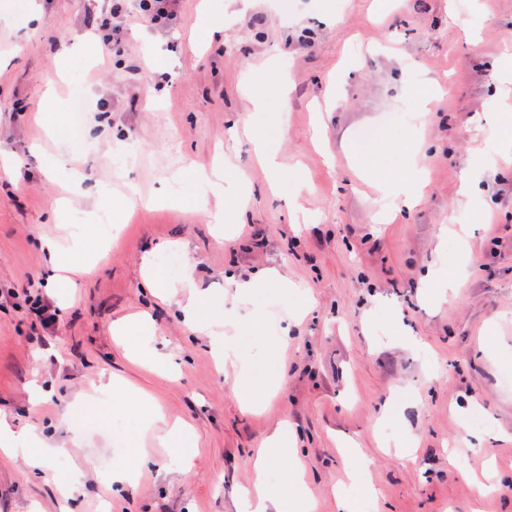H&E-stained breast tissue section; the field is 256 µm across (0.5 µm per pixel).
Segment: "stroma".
I'll return each instance as SVG.
<instances>
[{"mask_svg":"<svg viewBox=\"0 0 512 512\" xmlns=\"http://www.w3.org/2000/svg\"><path fill=\"white\" fill-rule=\"evenodd\" d=\"M334 2L330 20L325 0H175L163 25L121 13L124 50L105 60L93 0H0V160L13 163L0 168V419L54 423L56 444L41 471L0 454V512H242L251 456L283 422L316 512H342L343 489L355 512H512V0ZM212 24L223 32L209 39ZM267 66L288 97L258 108L253 74ZM50 87L52 131L39 119ZM256 131L300 170L273 192ZM390 138L421 148L409 212L358 171ZM120 140L139 147L133 168L114 166ZM218 165L225 202L252 190L225 234L188 175ZM75 168L116 193L135 185L140 201L96 273L62 288L40 242L87 218L84 199L56 218ZM161 247L231 312L224 334L253 376L278 379L262 410L243 408L236 369L218 370L182 321V290L149 288L141 258ZM270 268L300 292L245 299L229 283ZM136 313L174 375L115 342L113 323ZM104 378L193 425L191 471L132 409L126 455L143 447L156 463L113 494L111 419L90 408ZM64 473L79 476L68 497Z\"/></svg>","mask_w":512,"mask_h":512,"instance_id":"stroma-1","label":"stroma"}]
</instances>
